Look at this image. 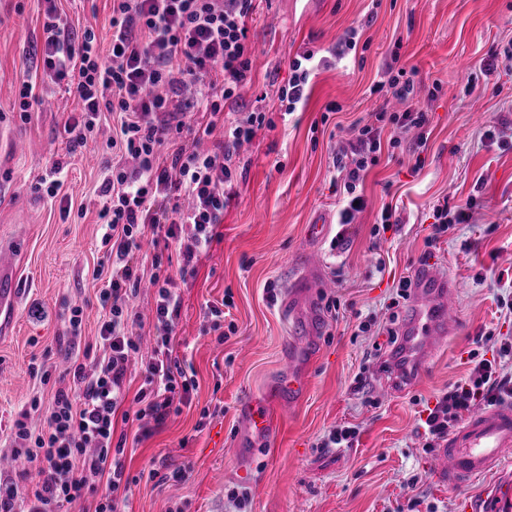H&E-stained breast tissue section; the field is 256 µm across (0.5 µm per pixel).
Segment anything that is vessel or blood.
I'll return each mask as SVG.
<instances>
[{
	"label": "vessel or blood",
	"instance_id": "obj_1",
	"mask_svg": "<svg viewBox=\"0 0 512 512\" xmlns=\"http://www.w3.org/2000/svg\"><path fill=\"white\" fill-rule=\"evenodd\" d=\"M320 278L319 270L305 271L299 283L288 292V317L301 327L302 334L289 342L282 355L278 392L284 403L297 402L305 390L300 359L311 353L321 330L322 316L317 305ZM458 326L447 276L426 266L416 269L399 327L400 350L388 360L391 386L410 383L421 374L436 345ZM239 413L246 433L237 444L236 455L245 462L254 448L274 436L277 421L273 409L256 399L243 403ZM511 456L512 401L472 414L449 435L440 451L439 475L453 488L475 475L502 467ZM478 510L512 512V484H499L490 497L480 502Z\"/></svg>",
	"mask_w": 512,
	"mask_h": 512
}]
</instances>
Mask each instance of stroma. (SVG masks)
<instances>
[{
	"mask_svg": "<svg viewBox=\"0 0 512 512\" xmlns=\"http://www.w3.org/2000/svg\"><path fill=\"white\" fill-rule=\"evenodd\" d=\"M74 30L93 28L101 51L110 49L111 0H57ZM41 0H0V251L14 258L20 288L16 311L0 333V459L13 458L10 428L33 397L50 399V387L30 374L48 364L68 366L64 305L84 308L82 341L97 336L102 259L96 211L112 155V117L104 115L96 141L67 153L65 122L76 108L67 84L43 86L42 103L28 120L16 107L19 88L35 73ZM356 30L358 47L342 59L333 50ZM250 35L258 57L252 80L225 111L262 103L273 127L257 131L232 157L235 196L224 210L197 273L180 287L175 342L184 366L195 371L192 401L149 437L127 440L123 460L133 480L125 512H232L224 490L238 485L252 497L251 512H460L459 500L481 498L497 472L451 489L437 472V451H424L418 420L448 386L462 381L479 332L512 336V59L496 69L480 63L493 49L512 44V0H258ZM421 79L409 100H382L374 86L385 80L392 50ZM312 50L328 59L310 80L303 110L286 115L279 87L289 62ZM340 109L320 124L323 108ZM419 109L429 118L428 140L416 131L386 126L380 162L367 175L364 209L344 228L337 246L318 247L319 301L340 306L325 315L299 403L277 411L274 439L248 463L233 448L242 433L240 404L269 393L293 329L266 287L288 290L313 247L307 232L315 214L337 212L332 165L357 127L373 122L380 107ZM402 144L394 148L391 138ZM65 159L59 198L39 197L32 184ZM471 204L468 223L433 238L434 211ZM397 224L373 234L383 206ZM420 264L438 268L456 290L459 328L425 372L405 390L381 395L389 307L398 281ZM231 297L234 334L220 339L208 329L207 305ZM375 318L376 330L357 326ZM365 389H358V377ZM210 418H202L204 410ZM340 426L357 428L351 448H322L318 441ZM188 471L185 481L171 477Z\"/></svg>",
	"mask_w": 512,
	"mask_h": 512,
	"instance_id": "obj_1",
	"label": "stroma"
}]
</instances>
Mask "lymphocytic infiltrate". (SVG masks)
Listing matches in <instances>:
<instances>
[{
	"label": "lymphocytic infiltrate",
	"mask_w": 512,
	"mask_h": 512,
	"mask_svg": "<svg viewBox=\"0 0 512 512\" xmlns=\"http://www.w3.org/2000/svg\"><path fill=\"white\" fill-rule=\"evenodd\" d=\"M39 41L42 75L64 81L78 99V116L65 125L70 148L84 146L107 112L115 121L110 148L137 164L130 176L122 164L112 167L98 213L106 251L93 269L102 286L95 347L75 353L65 371L70 384L56 389L49 406L40 398L31 410H43V424L25 419L12 426L16 452L36 465L28 487L0 484V512H62L85 493L97 495L94 512H120L131 480L122 462L124 442L114 441L117 423L136 422L145 437L188 403L195 381L173 352L180 317L179 282L196 274L200 255L211 242L235 179L231 157L257 130L272 121L260 108L225 118L224 103L237 98L252 71L255 43L248 26L254 0H112L110 53L100 57L94 29L75 35L62 19L56 0H43ZM323 59L310 50L295 55L291 75L279 90L286 113L308 98L311 75ZM202 86L199 98L173 107L174 94ZM202 112L200 122L184 121L187 110ZM426 112L379 111L360 127L350 151L336 153L333 166L342 175L339 224L351 223L363 201L366 173L379 162L385 126L417 130L425 146ZM221 138L219 150L201 149L204 138ZM171 153H164V146ZM174 243L180 264L170 272L162 253H154L153 272L144 276L138 254L144 240ZM155 290L154 347L143 369V382L130 391L127 375L140 346L132 328L141 316L132 304L142 281ZM477 344L494 343L492 358L472 356L463 382L449 387L420 423L427 443L447 440L474 406L512 401V336L479 334Z\"/></svg>",
	"instance_id": "lymphocytic-infiltrate-1"
}]
</instances>
